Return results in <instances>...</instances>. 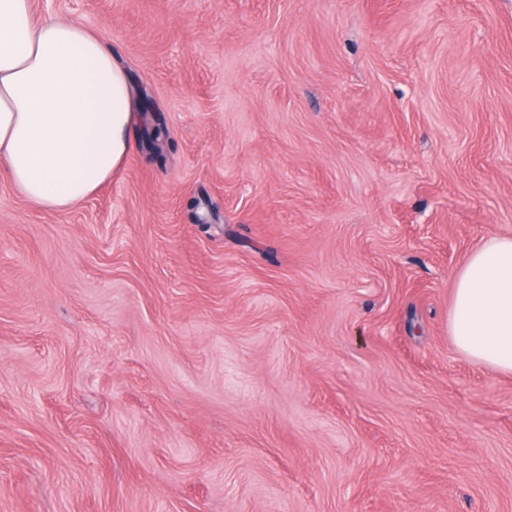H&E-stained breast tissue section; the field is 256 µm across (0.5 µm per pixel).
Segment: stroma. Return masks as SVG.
Returning a JSON list of instances; mask_svg holds the SVG:
<instances>
[{"mask_svg":"<svg viewBox=\"0 0 512 512\" xmlns=\"http://www.w3.org/2000/svg\"><path fill=\"white\" fill-rule=\"evenodd\" d=\"M34 10L140 123L68 210L0 173V512H512V375L448 331L512 236V0Z\"/></svg>","mask_w":512,"mask_h":512,"instance_id":"35a3bbf8","label":"stroma"}]
</instances>
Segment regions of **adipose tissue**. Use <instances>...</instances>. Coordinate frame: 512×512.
<instances>
[{
    "mask_svg": "<svg viewBox=\"0 0 512 512\" xmlns=\"http://www.w3.org/2000/svg\"><path fill=\"white\" fill-rule=\"evenodd\" d=\"M139 121L128 78L83 24L0 0V161L34 207L65 210L124 163ZM449 332L457 351L512 374V237L479 243L457 271Z\"/></svg>",
    "mask_w": 512,
    "mask_h": 512,
    "instance_id": "ef3b65f1",
    "label": "adipose tissue"
}]
</instances>
